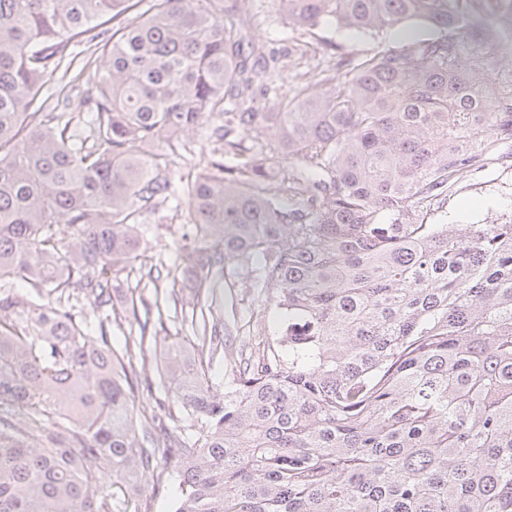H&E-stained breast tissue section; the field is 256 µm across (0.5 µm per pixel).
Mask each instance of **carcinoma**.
<instances>
[{
    "instance_id": "cac0c4a2",
    "label": "carcinoma",
    "mask_w": 512,
    "mask_h": 512,
    "mask_svg": "<svg viewBox=\"0 0 512 512\" xmlns=\"http://www.w3.org/2000/svg\"><path fill=\"white\" fill-rule=\"evenodd\" d=\"M277 2L300 28L430 34L262 112L272 66L224 0H0V512H139L147 476L177 486L174 512H512V213L430 222L512 147V0ZM65 37L93 47L83 136L30 111ZM221 116L232 163L186 188L200 327L157 368L190 420L171 428L135 417L158 336L146 319L112 344L138 317L113 281L155 268L139 219L183 134ZM229 261L278 326L220 391L203 286Z\"/></svg>"
}]
</instances>
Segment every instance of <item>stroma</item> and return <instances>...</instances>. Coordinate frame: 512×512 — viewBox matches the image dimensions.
<instances>
[{
  "instance_id": "1",
  "label": "stroma",
  "mask_w": 512,
  "mask_h": 512,
  "mask_svg": "<svg viewBox=\"0 0 512 512\" xmlns=\"http://www.w3.org/2000/svg\"><path fill=\"white\" fill-rule=\"evenodd\" d=\"M224 19L245 24L249 35L264 41L269 52L282 59L286 68L276 73L275 83L283 94L289 93L295 84L315 81L322 69L335 64L337 57L377 52L401 39L398 31L391 30L374 40L342 29L331 19L303 31L288 25L276 0H224ZM88 56L85 43L73 40L66 45L62 53L64 66L47 80L36 111H53L58 98L65 93L73 99L90 95L92 83L80 73ZM184 140L185 150L169 166L170 196L156 211L143 217L144 239L160 278L153 281L137 271L128 276L119 275V287L114 295V302L119 306L130 298L149 304L151 326H163L165 335L172 337L193 333L190 320L195 291L179 281L187 265L185 244L191 231L185 187L191 176L220 156L208 126L187 132ZM446 210L452 224H482L511 213L512 158L491 161L484 171L460 182L449 197ZM171 289L177 294V304L154 309L156 291ZM212 299L213 315L223 321L229 337L223 357L211 367L213 380L220 385L239 352L262 350L266 336L276 327L277 315L259 289L253 288L250 279L231 262L215 278Z\"/></svg>"
}]
</instances>
